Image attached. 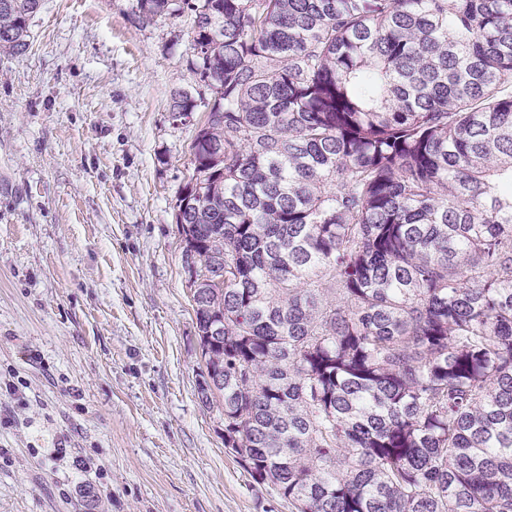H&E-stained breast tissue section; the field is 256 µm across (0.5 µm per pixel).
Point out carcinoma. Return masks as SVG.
Masks as SVG:
<instances>
[{
    "mask_svg": "<svg viewBox=\"0 0 512 512\" xmlns=\"http://www.w3.org/2000/svg\"><path fill=\"white\" fill-rule=\"evenodd\" d=\"M134 8L214 94L176 224L224 447L291 512H512V0Z\"/></svg>",
    "mask_w": 512,
    "mask_h": 512,
    "instance_id": "carcinoma-1",
    "label": "carcinoma"
}]
</instances>
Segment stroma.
<instances>
[{"instance_id": "obj_1", "label": "stroma", "mask_w": 512, "mask_h": 512, "mask_svg": "<svg viewBox=\"0 0 512 512\" xmlns=\"http://www.w3.org/2000/svg\"><path fill=\"white\" fill-rule=\"evenodd\" d=\"M134 4L43 0L0 53V512H291L200 399L175 214L205 114L169 110L191 21Z\"/></svg>"}]
</instances>
